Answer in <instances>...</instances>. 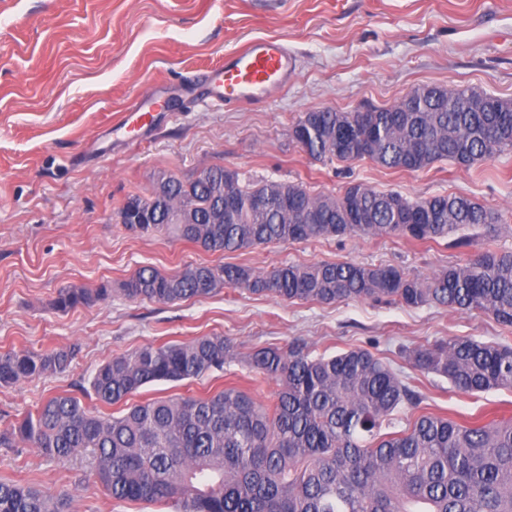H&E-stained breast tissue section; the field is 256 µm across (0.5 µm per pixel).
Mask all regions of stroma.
<instances>
[{
    "label": "stroma",
    "instance_id": "1",
    "mask_svg": "<svg viewBox=\"0 0 512 512\" xmlns=\"http://www.w3.org/2000/svg\"><path fill=\"white\" fill-rule=\"evenodd\" d=\"M266 37L297 57L286 87L243 107L183 96L225 55ZM421 86H470L512 99V0H0V354L76 351L63 373L0 387V428L88 385L114 356L209 335L231 339L239 360L199 380L148 384L134 402L235 387L272 404L277 384L244 357L300 338L315 356L368 350L404 377L421 403L398 413L396 430L422 414L460 423L512 417V389L463 393L401 354L449 337L512 345V327L484 314L372 300L290 302L232 287L168 304L121 291L143 266L173 274L199 264L269 270L351 261L428 278L475 250L512 251V154L467 169L442 161L406 172L367 158L319 162L291 139L302 113L387 107ZM155 89L176 94V106L129 140L116 123ZM215 165L246 181H299L315 193L361 183L411 199L462 195L502 223L494 232L472 229L468 249L332 237L224 255L120 224L128 197L149 195L162 177L193 179ZM64 288L107 294L60 312L54 302ZM0 478L67 492L71 512H175L116 500L86 460L52 461L29 447L0 448Z\"/></svg>",
    "mask_w": 512,
    "mask_h": 512
}]
</instances>
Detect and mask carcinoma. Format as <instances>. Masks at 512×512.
<instances>
[{"label":"carcinoma","instance_id":"carcinoma-1","mask_svg":"<svg viewBox=\"0 0 512 512\" xmlns=\"http://www.w3.org/2000/svg\"><path fill=\"white\" fill-rule=\"evenodd\" d=\"M483 98L481 111L464 109ZM360 150L336 149V137ZM292 141L316 161L368 158L394 170L420 171L441 160L461 168L512 153V100L474 87H427L416 112L400 106L370 112L324 108L303 113ZM165 195L131 196L120 223L141 235L167 232L208 252L224 254L272 242L315 238L405 236L419 242L501 223L472 199L437 194L410 200L397 191L355 184L359 205L344 194H313L301 182H242L216 165L188 182L165 178ZM258 200L268 202L260 208ZM405 212L429 213V224H405ZM226 286L284 300L336 303L388 299L418 308L478 311L512 326V252L478 251L429 278L392 266L354 262L284 264L257 272L237 264L189 265L162 274L135 271L123 284L130 299L171 303ZM61 290L66 311L93 297ZM424 374L448 379L459 391L512 388V347L452 337L403 350ZM75 349L0 355V386L65 372ZM237 359L224 336L142 345L96 369L90 381L100 403L127 401L153 382L200 378ZM255 372L279 386L273 408L225 388L207 398H165L132 404L119 416L90 412L79 398L59 394L34 414L0 430V447L22 443L50 460L88 456L112 498L172 503L176 512H512V418L458 423L423 414L401 432L384 433L405 405L420 397L390 366L364 349L313 357L304 340L263 346L248 355ZM71 499L33 484L0 480V512H70Z\"/></svg>","mask_w":512,"mask_h":512}]
</instances>
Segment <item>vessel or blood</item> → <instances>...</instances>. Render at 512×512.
<instances>
[{
    "label": "vessel or blood",
    "instance_id": "b4317fda",
    "mask_svg": "<svg viewBox=\"0 0 512 512\" xmlns=\"http://www.w3.org/2000/svg\"><path fill=\"white\" fill-rule=\"evenodd\" d=\"M295 70V58L281 40L261 38L227 55L223 65L204 76L203 83L209 96L231 106L259 101L271 90L285 87ZM163 106L159 98H142L126 109L122 121L140 128L149 127L155 112Z\"/></svg>",
    "mask_w": 512,
    "mask_h": 512
}]
</instances>
